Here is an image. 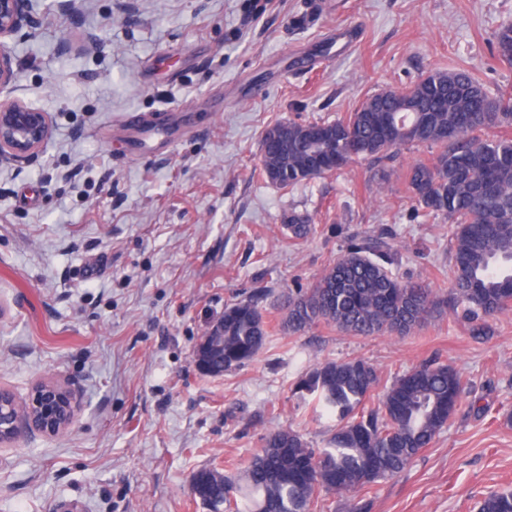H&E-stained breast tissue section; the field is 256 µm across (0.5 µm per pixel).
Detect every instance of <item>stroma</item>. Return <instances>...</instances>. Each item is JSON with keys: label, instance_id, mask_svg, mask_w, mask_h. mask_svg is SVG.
I'll return each mask as SVG.
<instances>
[{"label": "stroma", "instance_id": "1", "mask_svg": "<svg viewBox=\"0 0 512 512\" xmlns=\"http://www.w3.org/2000/svg\"><path fill=\"white\" fill-rule=\"evenodd\" d=\"M75 3L72 28L48 8L7 43L13 94L49 113L51 133L30 162L0 164V388L23 401L36 383L64 384L80 412L58 436L0 444V512H206L195 475L247 462L268 432L291 427L324 447L332 423L296 385L316 363L353 358L386 382L435 360L470 392L402 473L336 497L332 512L353 501L364 512H478L512 490V310L480 335L446 308L404 338L281 327L283 297L310 288L354 238H384L397 276L447 294L448 223L417 217L404 186L434 148L291 189L259 173L268 126L334 120L438 68L512 92V66H484L512 0ZM346 31L353 40L336 55ZM132 113L169 127L175 145L141 149ZM294 211L312 232L290 243ZM259 288L269 291L261 351L221 375L199 371L205 328Z\"/></svg>", "mask_w": 512, "mask_h": 512}]
</instances>
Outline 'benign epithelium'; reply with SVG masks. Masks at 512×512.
<instances>
[{
  "instance_id": "1",
  "label": "benign epithelium",
  "mask_w": 512,
  "mask_h": 512,
  "mask_svg": "<svg viewBox=\"0 0 512 512\" xmlns=\"http://www.w3.org/2000/svg\"><path fill=\"white\" fill-rule=\"evenodd\" d=\"M37 0H0V92L12 90L16 80L6 40L19 35L34 22ZM51 130L47 112L19 98L0 100V163L23 164L39 154ZM78 415L70 392L55 383L35 387L25 404L0 403V438L13 440L26 432L57 436Z\"/></svg>"
}]
</instances>
